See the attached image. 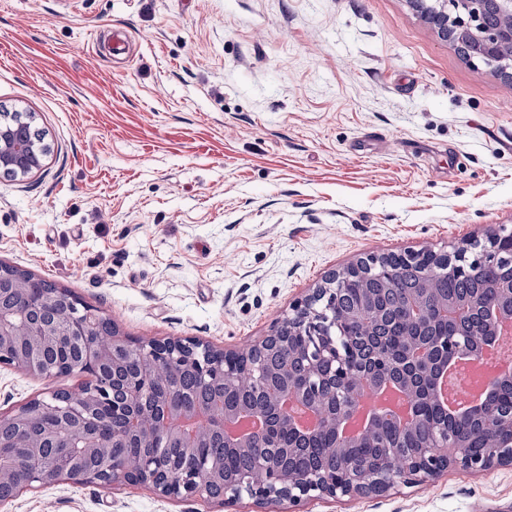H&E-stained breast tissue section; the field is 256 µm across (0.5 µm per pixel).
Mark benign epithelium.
I'll list each match as a JSON object with an SVG mask.
<instances>
[{
  "label": "benign epithelium",
  "instance_id": "benign-epithelium-1",
  "mask_svg": "<svg viewBox=\"0 0 512 512\" xmlns=\"http://www.w3.org/2000/svg\"><path fill=\"white\" fill-rule=\"evenodd\" d=\"M409 3L440 39L448 40V23H453V37L466 57L512 76V0ZM46 154L42 143L25 142L14 129L0 125V169L27 176L42 168ZM505 254L512 255V233L502 235L489 230L484 242H470L451 253L422 249L407 251L401 257L413 264H427L430 274L460 275L495 264ZM392 276L382 258L359 259L293 304L291 313L274 326L270 335L242 354L191 338L136 342L120 336L114 328L103 337L98 325L104 316L96 310L61 288L36 293L28 287L24 272L1 264L0 365L49 377L59 365L45 356L52 348L65 354L66 364L92 372L93 383L68 399L53 393L1 416L0 447L30 448L37 455L41 448L73 446L79 455L102 464L100 469L85 470L63 452L48 474L32 460L26 488L65 477L99 485L142 484L165 497L209 498L212 486L219 485L224 488L219 500L226 507L245 497L297 506L314 496H381L398 482L414 484L450 465L485 470L495 464H512V445L498 443L501 434H512L511 412L487 420L488 451L480 454L473 452L468 438L438 430L416 448H392L384 458L363 465L346 456L337 467L296 474L285 472L273 460L284 431L292 426L284 409L286 398H315L311 407L319 414L320 423L314 435L330 432L336 436L340 423L365 388L393 382L415 404V390L400 378L404 370L428 375L435 359L447 361L469 353L458 340L445 334L433 347L413 345L403 363L376 350L361 380L353 382V365L361 362V338L341 333L334 309L345 286L353 282L362 285L373 278L387 281ZM498 290V301L486 306L487 311L512 317V280L498 284ZM364 292L353 318L370 331L384 311L377 296L367 288ZM404 307L410 321L423 327L441 317L466 320L483 306L479 299L433 301L429 288L424 287L407 296ZM274 357L282 358L286 365L292 358L301 359L307 363V374L286 390L276 388L268 376V364ZM183 370L195 372L200 382L211 388H249L257 395L265 393L273 419L259 435L228 440L224 423L239 410H212L194 394L183 395L174 407L159 400V375L165 374L172 387ZM217 440L226 448L251 453L256 474L224 479V462L200 455L201 449ZM172 449L186 454L193 465L174 470L167 461ZM18 483L17 465L0 460V488H15Z\"/></svg>",
  "mask_w": 512,
  "mask_h": 512
}]
</instances>
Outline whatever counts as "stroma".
<instances>
[{
  "label": "stroma",
  "mask_w": 512,
  "mask_h": 512,
  "mask_svg": "<svg viewBox=\"0 0 512 512\" xmlns=\"http://www.w3.org/2000/svg\"><path fill=\"white\" fill-rule=\"evenodd\" d=\"M131 39L112 48L114 30ZM0 261L142 340L245 351L357 260L512 231V81L407 0H0ZM85 375L0 366V415ZM303 512H512V465ZM0 512H288L53 479ZM0 115L5 120L4 124L19 128L27 139L33 140L25 142L14 129L1 124L0 169L10 170L16 176H27L38 172L47 154L46 147L40 143L41 139H44L43 133L35 130L20 112H1ZM10 171H6V174L9 175Z\"/></svg>",
  "instance_id": "stroma-1"
}]
</instances>
